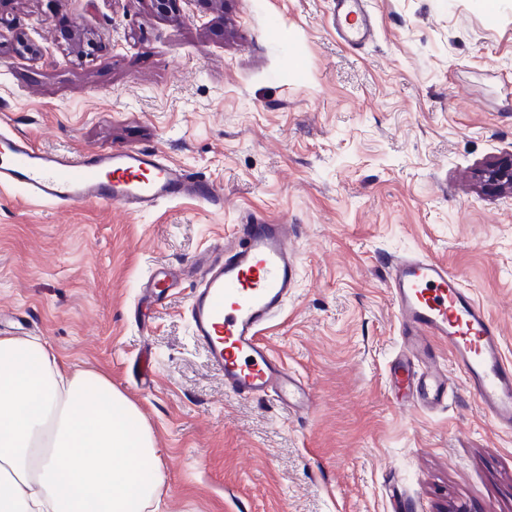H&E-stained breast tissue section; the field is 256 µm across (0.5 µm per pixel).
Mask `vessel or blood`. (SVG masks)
<instances>
[{
	"label": "vessel or blood",
	"mask_w": 512,
	"mask_h": 512,
	"mask_svg": "<svg viewBox=\"0 0 512 512\" xmlns=\"http://www.w3.org/2000/svg\"><path fill=\"white\" fill-rule=\"evenodd\" d=\"M341 33L353 45L371 28L364 0H336ZM0 185L24 188L63 206L115 203L131 212L160 201L193 198L217 205L211 181L173 164L157 150L65 154L43 151L29 139L0 129ZM294 227L254 217L210 245L189 270L153 268L141 296L159 299L193 274L189 320L224 389L237 397H275L296 411L312 396L266 342L263 332L284 309L296 285ZM388 288L399 322L403 353L389 375L415 407L448 400L449 371L499 431L512 433V360L501 329L447 266L423 255L393 261Z\"/></svg>",
	"instance_id": "vessel-or-blood-1"
}]
</instances>
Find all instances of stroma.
Here are the masks:
<instances>
[{
    "label": "stroma",
    "instance_id": "stroma-1",
    "mask_svg": "<svg viewBox=\"0 0 512 512\" xmlns=\"http://www.w3.org/2000/svg\"><path fill=\"white\" fill-rule=\"evenodd\" d=\"M0 0V115L49 152L153 147L220 185L133 213L0 186V336L109 375L150 425L160 512H512V435L463 389L435 411L391 383L388 263L448 266L512 358V197L473 172L512 154V0ZM257 215L299 228L297 287L267 335L313 402L224 390L190 288L139 305ZM153 358L149 383L132 371ZM365 0H336V27L343 35L344 39L353 45H359L371 36V28L367 23L364 14ZM353 16L354 24L343 26V20ZM185 275V269L164 266L153 268L145 283L148 288L141 290L142 299L157 301L163 292L179 287Z\"/></svg>",
    "mask_w": 512,
    "mask_h": 512
}]
</instances>
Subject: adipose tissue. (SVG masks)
Wrapping results in <instances>:
<instances>
[{"instance_id":"obj_1","label":"adipose tissue","mask_w":512,"mask_h":512,"mask_svg":"<svg viewBox=\"0 0 512 512\" xmlns=\"http://www.w3.org/2000/svg\"><path fill=\"white\" fill-rule=\"evenodd\" d=\"M163 487L152 431L107 375L0 336V512H147Z\"/></svg>"}]
</instances>
